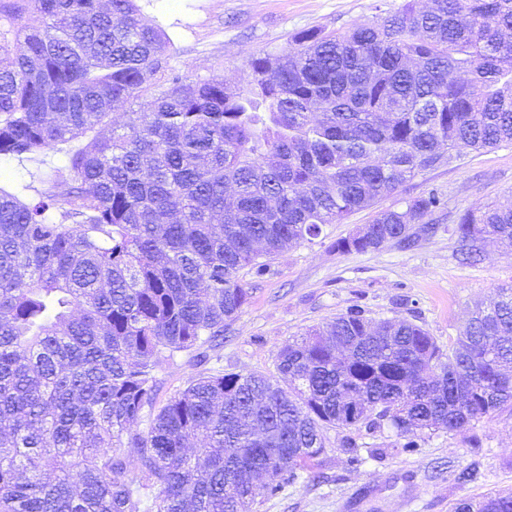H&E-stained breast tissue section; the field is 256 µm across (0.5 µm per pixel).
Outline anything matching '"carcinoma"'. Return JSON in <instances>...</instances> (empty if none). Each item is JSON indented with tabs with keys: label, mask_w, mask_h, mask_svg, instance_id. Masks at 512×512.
<instances>
[{
	"label": "carcinoma",
	"mask_w": 512,
	"mask_h": 512,
	"mask_svg": "<svg viewBox=\"0 0 512 512\" xmlns=\"http://www.w3.org/2000/svg\"><path fill=\"white\" fill-rule=\"evenodd\" d=\"M171 48L136 0H0V156L86 139L46 199L0 186V512H256L311 471L328 426L359 466L512 409V288L446 353L351 308L288 341L275 376L199 373L161 406L156 376L224 347L244 268L267 274L448 151L512 143V0L303 29L238 91L167 74ZM443 205L409 197L333 248L405 242ZM454 232L467 260L490 239L511 255L512 205L467 209ZM385 429L392 446L362 457ZM453 512H512V492Z\"/></svg>",
	"instance_id": "obj_1"
}]
</instances>
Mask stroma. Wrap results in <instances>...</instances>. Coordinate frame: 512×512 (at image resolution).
Listing matches in <instances>:
<instances>
[{
	"label": "stroma",
	"mask_w": 512,
	"mask_h": 512,
	"mask_svg": "<svg viewBox=\"0 0 512 512\" xmlns=\"http://www.w3.org/2000/svg\"><path fill=\"white\" fill-rule=\"evenodd\" d=\"M401 0H138L143 14L173 42L171 68L190 77L223 76L229 88L243 86L246 64L256 55L285 48L290 34L313 26L346 27L397 7ZM63 156L41 153L38 160L0 157V186L39 202L48 185L43 173ZM438 191L446 201L434 228L414 225L413 246L388 243L368 252L339 253L336 239L370 223L373 210L354 213L346 223L327 226L315 243L288 247L263 278L245 275L252 299L225 330L219 358L196 366L187 356L156 371L160 400L184 388L199 371L275 374V358L288 340L353 306L368 318L410 320L448 347L475 305L499 289L512 288V255L486 247L463 261L454 233L456 216L467 208L512 205V144L474 151L455 149L447 163L420 173L386 199ZM344 432L324 431L325 451L314 462L321 476L301 478L258 512H452L453 505L492 490L512 489V412L502 411L461 433L437 431L412 453L391 454L352 468L341 446ZM477 472L461 485L456 473Z\"/></svg>",
	"instance_id": "obj_1"
}]
</instances>
